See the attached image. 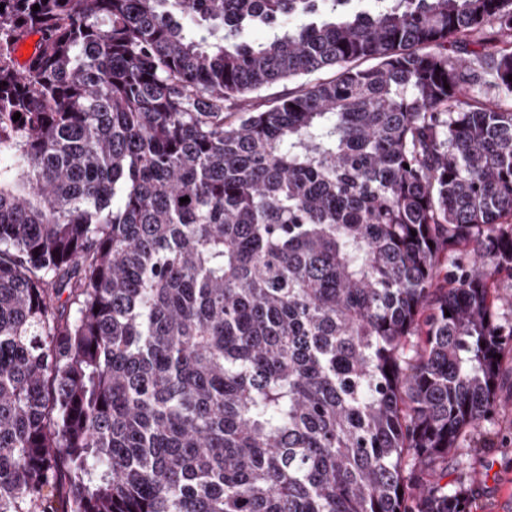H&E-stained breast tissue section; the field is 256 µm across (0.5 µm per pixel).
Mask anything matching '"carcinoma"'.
<instances>
[{"label": "carcinoma", "mask_w": 512, "mask_h": 512, "mask_svg": "<svg viewBox=\"0 0 512 512\" xmlns=\"http://www.w3.org/2000/svg\"><path fill=\"white\" fill-rule=\"evenodd\" d=\"M346 3L0 0V512H466L512 0Z\"/></svg>", "instance_id": "obj_1"}]
</instances>
